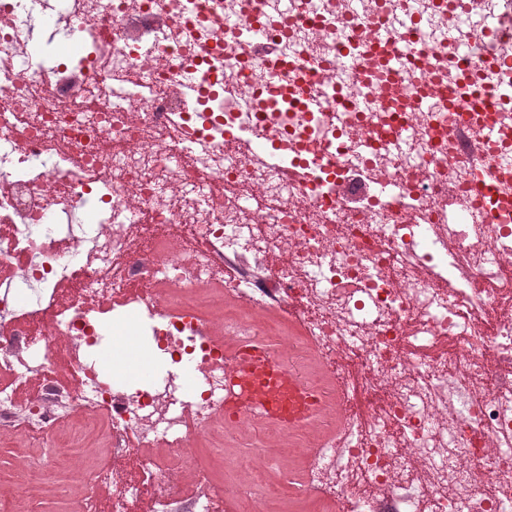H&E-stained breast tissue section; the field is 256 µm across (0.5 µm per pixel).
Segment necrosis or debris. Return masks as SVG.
<instances>
[{
	"label": "necrosis or debris",
	"mask_w": 512,
	"mask_h": 512,
	"mask_svg": "<svg viewBox=\"0 0 512 512\" xmlns=\"http://www.w3.org/2000/svg\"><path fill=\"white\" fill-rule=\"evenodd\" d=\"M253 343L311 420L226 413ZM84 412L110 512H512V0H0V428ZM131 330L130 335L122 334L123 336L120 340H115L113 336L116 333L112 334L108 337L107 342L100 348L98 357L102 354V357H107V354H118L120 356L125 357V360L129 362L126 372H124L125 380L124 385H145L152 381L156 376L162 374L166 370V365L160 360L148 361L147 365L151 366L154 369V373L150 377H143L140 375L141 365L146 366L144 363L140 362L142 357L143 346L138 341L137 336H135V332L132 327L129 326Z\"/></svg>",
	"instance_id": "necrosis-or-debris-1"
}]
</instances>
